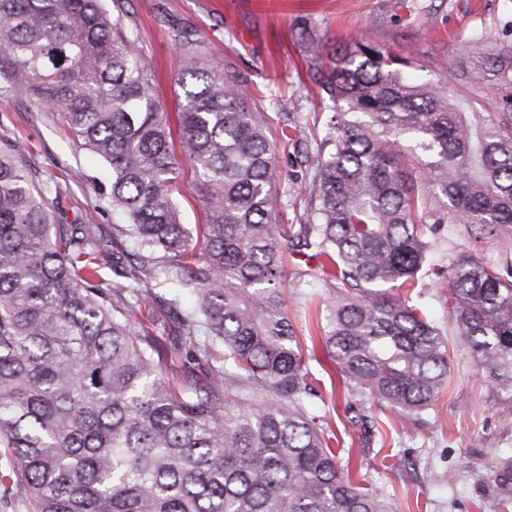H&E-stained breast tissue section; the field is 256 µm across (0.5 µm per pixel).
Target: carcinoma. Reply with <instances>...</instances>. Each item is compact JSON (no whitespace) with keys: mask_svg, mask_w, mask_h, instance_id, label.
<instances>
[{"mask_svg":"<svg viewBox=\"0 0 512 512\" xmlns=\"http://www.w3.org/2000/svg\"><path fill=\"white\" fill-rule=\"evenodd\" d=\"M122 0H0V88L32 93L109 167L99 193L123 223L58 224L27 165L0 150V494L27 512H387L341 469L308 404L314 388L288 316L283 250L324 256V349L343 374L347 410L371 401L417 417L448 380L444 332L412 291L461 224L470 248L448 252L455 335L512 399V44L455 94L408 72L406 58L357 40L327 49L303 37L322 98L335 110L312 160L310 211L288 216L281 139L263 92L206 58L187 21L169 23L183 91L180 150L153 67ZM207 223L192 236L177 202L183 167ZM132 247L138 274L188 289L180 326L201 365L168 377L157 337L137 332L139 286L116 302L101 257ZM407 289L401 293L400 289ZM512 494V455L491 470Z\"/></svg>","mask_w":512,"mask_h":512,"instance_id":"1","label":"carcinoma"}]
</instances>
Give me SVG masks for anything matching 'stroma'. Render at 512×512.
I'll return each mask as SVG.
<instances>
[{
  "mask_svg": "<svg viewBox=\"0 0 512 512\" xmlns=\"http://www.w3.org/2000/svg\"><path fill=\"white\" fill-rule=\"evenodd\" d=\"M126 22L154 66L157 92L169 127H176L181 90L176 51L168 22H190L210 58L229 73L264 88L271 109L303 127L300 140L278 154L280 173L289 175L288 219L297 222L308 206L296 174L313 157L331 113L314 83L315 62L302 40L316 32L337 47L363 38L425 68L455 90L444 67L450 51L457 64L475 67L479 53L512 43V0H127ZM0 148L29 164L37 183H60L58 223L94 219L112 228V212L97 193L106 178L104 163L76 144L59 116L44 112L35 97L0 91ZM289 281H300L302 297L288 301L301 338H314L309 367L316 391L310 403L324 414L339 439V458H350L353 478L381 497L390 512H512L489 481L498 455L512 453V402L499 400L477 373L468 349L450 339L451 371L434 405L420 419L387 407L372 408L376 441L366 445L360 423L346 411L342 375L316 336L317 321L335 277L322 259L284 253ZM141 318L152 325L161 347L175 363L189 361L172 291L151 285Z\"/></svg>",
  "mask_w": 512,
  "mask_h": 512,
  "instance_id": "obj_1",
  "label": "stroma"
}]
</instances>
